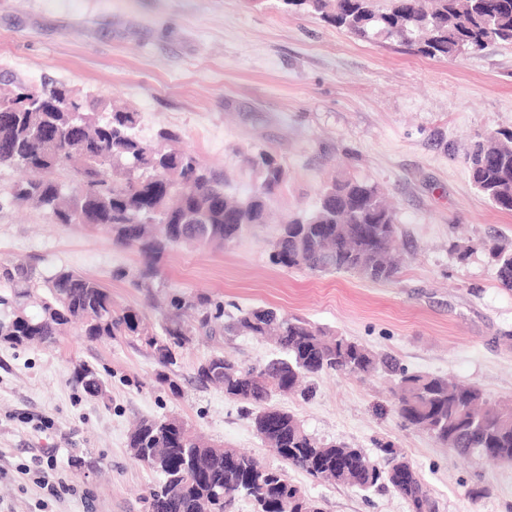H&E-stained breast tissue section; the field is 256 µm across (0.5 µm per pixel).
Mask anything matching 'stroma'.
I'll return each mask as SVG.
<instances>
[{"instance_id":"35a3bbf8","label":"stroma","mask_w":512,"mask_h":512,"mask_svg":"<svg viewBox=\"0 0 512 512\" xmlns=\"http://www.w3.org/2000/svg\"><path fill=\"white\" fill-rule=\"evenodd\" d=\"M60 84L87 104L140 112L143 139L176 131L180 148L237 192L258 181L244 161L258 149L277 154L286 179L268 202L270 223L223 249L168 251L148 291L133 282L144 264L136 249L15 203L20 174L1 169L0 294L21 265L38 284L63 268L98 279L114 307L154 325L174 295L206 296L230 313L272 306L410 370L512 400V291L484 246L512 241V213L485 200L465 163L476 140L512 131V46L428 58L392 39H358L284 0H0V92ZM335 179L378 185L392 202L403 257L392 282L272 263L280 222L313 209ZM220 348L249 365L275 355L252 336H194L170 373L173 391L136 335L90 341L71 328L50 346L0 343V512H145L158 475L127 448L141 417H179L192 433L279 466L245 404L196 381L197 365ZM82 361L99 372L100 396L75 383ZM312 386L310 398L279 403L313 436L378 462L379 442H392L437 512H512V464L465 459L402 428L386 374L330 373ZM286 474L323 512H408L388 489L364 494L291 467ZM476 486L486 490L478 499L469 494Z\"/></svg>"}]
</instances>
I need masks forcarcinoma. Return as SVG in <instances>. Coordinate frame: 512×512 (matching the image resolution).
<instances>
[{
	"label": "carcinoma",
	"instance_id": "cac0c4a2",
	"mask_svg": "<svg viewBox=\"0 0 512 512\" xmlns=\"http://www.w3.org/2000/svg\"><path fill=\"white\" fill-rule=\"evenodd\" d=\"M309 5L326 23L369 39L396 37L429 58L456 59L463 48L481 51L512 44V0H286ZM0 169L26 170L34 177L14 184L16 202L49 212L58 224L106 226L113 242L158 258L185 243L199 247L234 243L244 228L263 224L267 201L284 182L286 170L264 149L246 156L259 182L238 195L226 175L201 164L178 147L179 135L162 129L153 142L141 139L140 113L114 106L94 112L63 86L41 92L21 87L0 96ZM474 187L498 210L512 212V132H495L474 144L467 157ZM397 236L394 212L374 184L340 180L322 192L315 210L280 225L271 243L272 261L311 273H350L372 283L391 282L398 273L392 259ZM489 252L501 287L512 291V243L495 241ZM158 270L145 265L135 285L152 288ZM24 269L17 268L10 296L0 306V336L13 345H50L70 325L88 340L126 334L146 337L157 362L167 368L190 336L269 338L283 357L263 366L246 365L225 351L201 361L196 378L224 389V396L251 406L250 416L264 444L275 456L308 476L354 487L361 492L390 487L409 512H436L435 501L411 463L393 446L381 467L361 449L325 442L308 434L297 417L273 402L311 392L308 382L329 372L364 376L378 370L393 379L394 410L403 427L430 435L459 456L484 452L512 456V401L489 397L477 385L460 384L429 373L411 371L396 359L378 355L347 336L333 334L298 316L270 307L238 309L221 322L224 306L207 297L176 299L173 307L199 311L194 324L174 315L161 330L142 326L134 309L115 310L112 295L100 281L62 269L45 280L43 294ZM37 300L41 313L32 318L26 302ZM74 380L88 395H99L103 382L86 363ZM273 415L278 432L263 435V421ZM164 417L139 420L128 436L132 458L161 474L149 488L146 512H233L239 498L252 500L255 512H322L316 500L288 482L285 469L269 467L235 448L209 447L191 437L167 449L163 465L153 461L162 446ZM204 448L193 458L192 448ZM236 454L243 469L229 474L221 458Z\"/></svg>",
	"mask_w": 512,
	"mask_h": 512
}]
</instances>
